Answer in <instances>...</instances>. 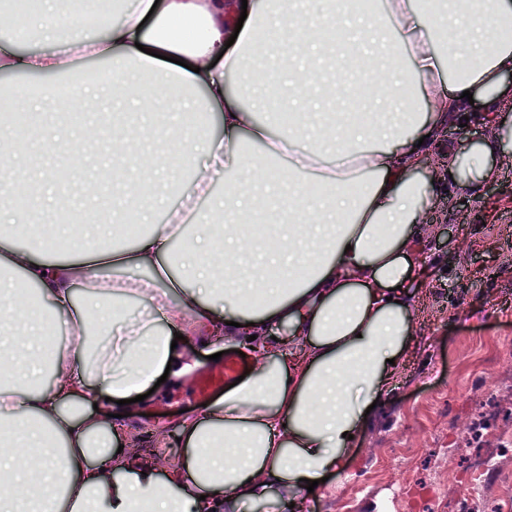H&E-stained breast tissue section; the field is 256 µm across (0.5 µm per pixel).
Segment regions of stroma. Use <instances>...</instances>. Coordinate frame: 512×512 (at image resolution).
Here are the masks:
<instances>
[{
	"label": "stroma",
	"instance_id": "35a3bbf8",
	"mask_svg": "<svg viewBox=\"0 0 512 512\" xmlns=\"http://www.w3.org/2000/svg\"><path fill=\"white\" fill-rule=\"evenodd\" d=\"M171 109V96L153 90L139 106L104 98L100 111L68 123L67 136L86 143L89 160L69 174L70 212L60 223L90 215L91 240L98 225L112 221L111 210L82 192V185L104 178L112 165L109 129L121 114L136 142L137 156L166 150L163 132L152 127L153 115ZM37 136L19 147V170L27 183L26 209L41 221L46 200L41 174L60 170L64 160L52 146L53 131L35 120ZM162 187L147 202L152 221L169 218L187 206L209 211L212 196L200 194L177 167L161 177ZM466 211H458V202ZM427 232L419 242L428 272L416 291V352L397 386L372 409L366 426L341 469L314 494H304L302 512H507L512 499V168L496 166L477 198L441 193L426 213ZM461 225L476 254L473 264L456 259L452 227ZM194 378L165 381L140 404V415L125 425L139 448L138 458L156 473L179 465L182 451L175 438L183 414L202 410L193 392ZM495 452L496 461L472 491L474 459Z\"/></svg>",
	"mask_w": 512,
	"mask_h": 512
}]
</instances>
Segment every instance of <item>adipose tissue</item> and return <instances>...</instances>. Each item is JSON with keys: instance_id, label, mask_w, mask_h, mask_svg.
Wrapping results in <instances>:
<instances>
[{"instance_id": "1", "label": "adipose tissue", "mask_w": 512, "mask_h": 512, "mask_svg": "<svg viewBox=\"0 0 512 512\" xmlns=\"http://www.w3.org/2000/svg\"><path fill=\"white\" fill-rule=\"evenodd\" d=\"M333 2L120 0L89 34L40 0L29 28L66 31L106 58L113 98L133 97V63L172 91L202 90L223 129L171 139L165 157L141 156L124 201L136 204L170 162L200 188L223 173L224 198L186 239L198 251L192 266L173 257L178 224H152L115 247L52 219L12 217L33 238L21 247L0 236V512H138L144 503L216 512L274 486L291 498L340 467L367 408L394 388L413 340L421 219L437 199L421 156L445 147L449 188L471 195L492 177V158L512 155V0H381L379 20ZM177 21L194 24L193 39L174 33ZM331 39L400 107L395 128L366 111L344 68L323 72ZM275 52L292 60L287 82L270 77ZM68 66L59 51L0 42V72ZM262 81L274 97L318 105L297 115L312 136L299 139L253 105ZM468 118L485 136L445 144L442 131ZM46 239L62 241L65 255H45ZM15 273L36 286L35 302L14 288ZM44 305L61 314L70 350L49 339ZM280 326L287 346L260 351L241 382L183 422V464L161 478L123 451L113 415L132 412L131 398L161 374L196 369L175 335L217 344ZM35 368L49 372V388L27 385Z\"/></svg>"}]
</instances>
